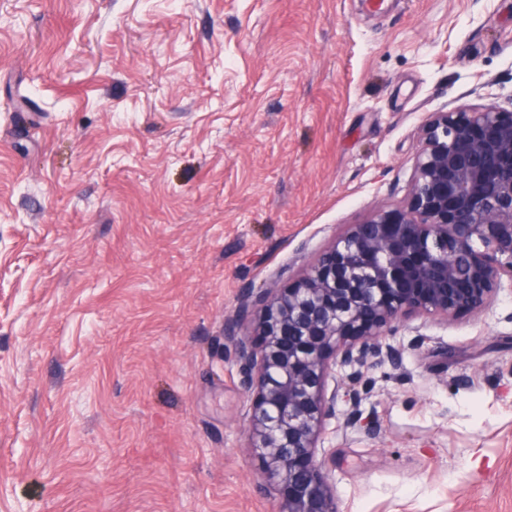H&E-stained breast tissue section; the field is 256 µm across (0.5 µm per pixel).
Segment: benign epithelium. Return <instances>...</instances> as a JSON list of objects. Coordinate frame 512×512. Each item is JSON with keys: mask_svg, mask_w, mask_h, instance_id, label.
Masks as SVG:
<instances>
[{"mask_svg": "<svg viewBox=\"0 0 512 512\" xmlns=\"http://www.w3.org/2000/svg\"><path fill=\"white\" fill-rule=\"evenodd\" d=\"M414 172L400 205L351 224L286 288L248 289L224 327L238 385L252 396L259 488L280 512H337L318 442L337 403L361 423L354 387L327 390L330 369L397 367L381 337L403 319L484 310L512 279V109L435 112L419 128ZM255 317L253 330L240 332Z\"/></svg>", "mask_w": 512, "mask_h": 512, "instance_id": "benign-epithelium-1", "label": "benign epithelium"}]
</instances>
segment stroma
Instances as JSON below:
<instances>
[{"mask_svg": "<svg viewBox=\"0 0 512 512\" xmlns=\"http://www.w3.org/2000/svg\"><path fill=\"white\" fill-rule=\"evenodd\" d=\"M488 103L512 0H0V512H279L226 321ZM381 342L338 512H512V280Z\"/></svg>", "mask_w": 512, "mask_h": 512, "instance_id": "stroma-1", "label": "stroma"}]
</instances>
